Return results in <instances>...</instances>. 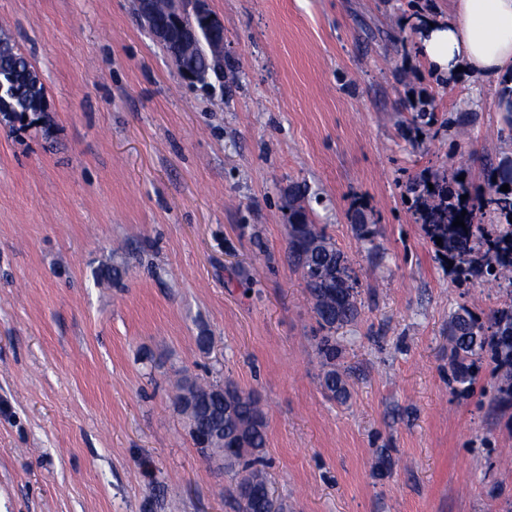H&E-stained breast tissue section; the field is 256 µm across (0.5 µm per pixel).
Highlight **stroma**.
Segmentation results:
<instances>
[{"label": "stroma", "instance_id": "1", "mask_svg": "<svg viewBox=\"0 0 512 512\" xmlns=\"http://www.w3.org/2000/svg\"><path fill=\"white\" fill-rule=\"evenodd\" d=\"M209 3L236 71L214 91L135 0H0L47 93L39 123L0 119V512H238L177 407L183 377L259 397L289 512H512V410L489 373L449 385L452 314L488 319L506 294L453 279L409 190L489 168L512 186L493 79L473 103L416 56L412 17L448 0ZM295 188L359 292L335 333L343 402L288 260Z\"/></svg>", "mask_w": 512, "mask_h": 512}]
</instances>
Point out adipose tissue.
Segmentation results:
<instances>
[{"instance_id":"obj_1","label":"adipose tissue","mask_w":512,"mask_h":512,"mask_svg":"<svg viewBox=\"0 0 512 512\" xmlns=\"http://www.w3.org/2000/svg\"><path fill=\"white\" fill-rule=\"evenodd\" d=\"M417 25V53L433 74L496 79L502 105L512 104V0H450L447 16Z\"/></svg>"}]
</instances>
